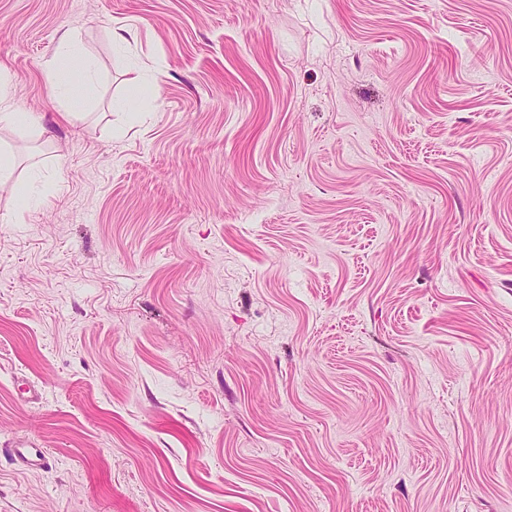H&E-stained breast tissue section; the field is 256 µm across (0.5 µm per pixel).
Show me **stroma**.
<instances>
[{"label":"stroma","mask_w":512,"mask_h":512,"mask_svg":"<svg viewBox=\"0 0 512 512\" xmlns=\"http://www.w3.org/2000/svg\"><path fill=\"white\" fill-rule=\"evenodd\" d=\"M1 86L0 512H512V0H0ZM64 61L67 67L60 62H53L45 68L46 81L53 91L60 88H71L73 81L87 82L92 79L91 64L83 61L77 53L71 51L68 43L64 44ZM66 70L72 71L70 78ZM0 124L6 126L35 127L40 117L35 112H16L10 104L4 105L0 111ZM12 158L11 156L1 150L0 153V189L9 190L12 194H24L28 197V186L22 187L12 179ZM11 447L12 456L23 466L46 470L52 465L51 457L45 448H37L28 443H18Z\"/></svg>","instance_id":"35a3bbf8"}]
</instances>
